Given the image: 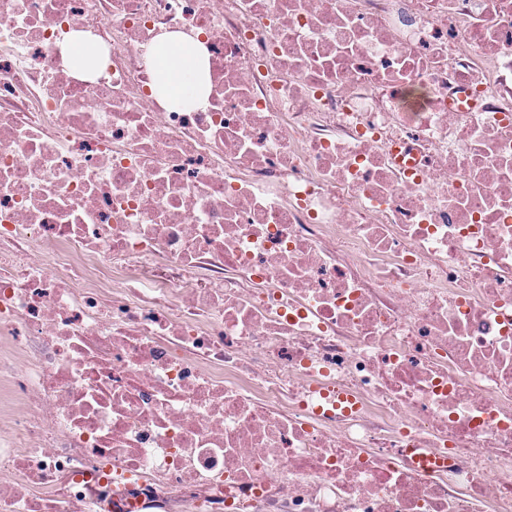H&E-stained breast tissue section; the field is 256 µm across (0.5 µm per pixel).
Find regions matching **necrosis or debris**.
<instances>
[{
	"instance_id": "necrosis-or-debris-1",
	"label": "necrosis or debris",
	"mask_w": 512,
	"mask_h": 512,
	"mask_svg": "<svg viewBox=\"0 0 512 512\" xmlns=\"http://www.w3.org/2000/svg\"><path fill=\"white\" fill-rule=\"evenodd\" d=\"M0 512H512V0H0ZM160 94L172 105L201 99L210 91L208 67L202 49L172 34L150 50Z\"/></svg>"
}]
</instances>
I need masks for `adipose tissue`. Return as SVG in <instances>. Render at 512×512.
Here are the masks:
<instances>
[{
	"label": "adipose tissue",
	"mask_w": 512,
	"mask_h": 512,
	"mask_svg": "<svg viewBox=\"0 0 512 512\" xmlns=\"http://www.w3.org/2000/svg\"><path fill=\"white\" fill-rule=\"evenodd\" d=\"M161 95L170 104L208 95L210 81L202 49L172 34L162 38L150 50Z\"/></svg>",
	"instance_id": "1"
}]
</instances>
